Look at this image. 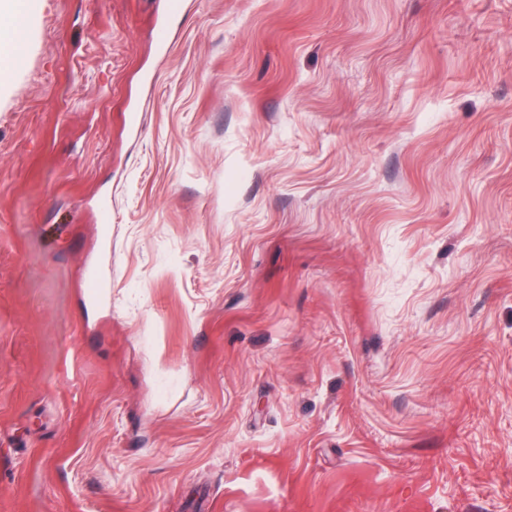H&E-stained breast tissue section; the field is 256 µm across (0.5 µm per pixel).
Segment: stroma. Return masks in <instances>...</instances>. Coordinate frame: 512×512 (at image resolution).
Returning <instances> with one entry per match:
<instances>
[{"mask_svg":"<svg viewBox=\"0 0 512 512\" xmlns=\"http://www.w3.org/2000/svg\"><path fill=\"white\" fill-rule=\"evenodd\" d=\"M167 4L0 57V512H512V0ZM98 223L101 224V258L100 261L92 267L84 279V292L92 303H98L107 298L112 293V280L107 276L103 269L104 259L108 253L110 242L108 230L112 225V208L110 203L102 199L98 203Z\"/></svg>","mask_w":512,"mask_h":512,"instance_id":"stroma-1","label":"stroma"}]
</instances>
